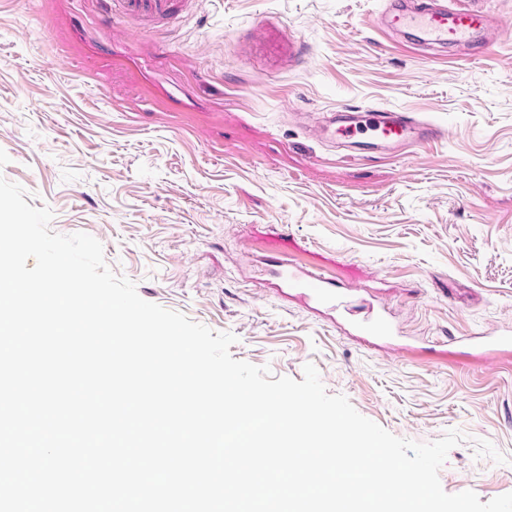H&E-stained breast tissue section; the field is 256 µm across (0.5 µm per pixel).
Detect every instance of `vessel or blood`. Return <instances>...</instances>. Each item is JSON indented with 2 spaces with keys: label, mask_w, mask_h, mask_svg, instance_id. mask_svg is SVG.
Segmentation results:
<instances>
[{
  "label": "vessel or blood",
  "mask_w": 512,
  "mask_h": 512,
  "mask_svg": "<svg viewBox=\"0 0 512 512\" xmlns=\"http://www.w3.org/2000/svg\"><path fill=\"white\" fill-rule=\"evenodd\" d=\"M122 16L155 22L170 19L172 0H113ZM385 29L409 36L427 46H456L465 49L490 39H503L504 29L494 28L490 17L481 9L457 10L447 0H389L383 12ZM322 138L342 145H354L357 136L368 138L369 147L382 153H397L410 140L429 142L442 134L435 122L395 108L365 109L337 106L324 113L319 126ZM278 274L286 287L299 291L302 297L338 308L341 304L335 281L321 272H305L296 266L280 264ZM363 336L379 340L392 339L395 329L385 313L379 312L355 323ZM465 348L486 351L512 349V332L480 333L460 337Z\"/></svg>",
  "instance_id": "obj_1"
}]
</instances>
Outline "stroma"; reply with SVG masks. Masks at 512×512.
Here are the masks:
<instances>
[{
  "instance_id": "stroma-1",
  "label": "stroma",
  "mask_w": 512,
  "mask_h": 512,
  "mask_svg": "<svg viewBox=\"0 0 512 512\" xmlns=\"http://www.w3.org/2000/svg\"><path fill=\"white\" fill-rule=\"evenodd\" d=\"M387 0H176L143 25L104 0H0V177L52 231L84 232L145 301L238 341L233 358L302 380L395 436L464 441L443 490L512 492V351L455 337L512 327V40L418 49ZM312 53L288 63L289 41ZM415 112L443 135L342 153L320 113ZM290 259L384 305L390 345L279 288Z\"/></svg>"
}]
</instances>
